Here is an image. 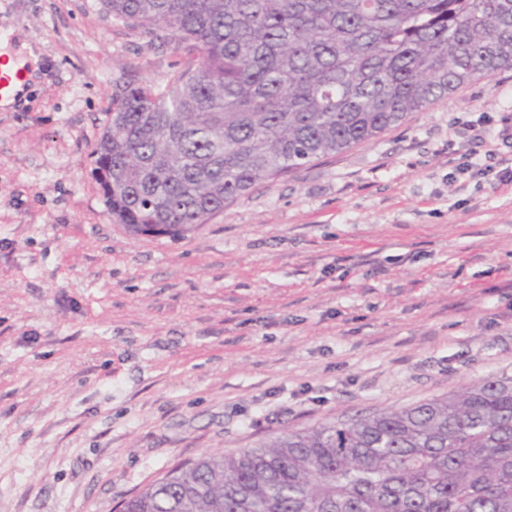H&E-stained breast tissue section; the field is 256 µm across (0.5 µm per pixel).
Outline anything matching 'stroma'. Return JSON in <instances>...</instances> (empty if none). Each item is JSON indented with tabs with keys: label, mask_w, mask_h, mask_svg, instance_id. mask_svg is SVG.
Returning <instances> with one entry per match:
<instances>
[{
	"label": "stroma",
	"mask_w": 512,
	"mask_h": 512,
	"mask_svg": "<svg viewBox=\"0 0 512 512\" xmlns=\"http://www.w3.org/2000/svg\"><path fill=\"white\" fill-rule=\"evenodd\" d=\"M0 512H118L174 466L512 377V186L470 170L512 70L136 237L93 170L112 94L182 48L98 0H0Z\"/></svg>",
	"instance_id": "stroma-1"
}]
</instances>
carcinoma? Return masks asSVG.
Segmentation results:
<instances>
[{
	"label": "carcinoma",
	"mask_w": 512,
	"mask_h": 512,
	"mask_svg": "<svg viewBox=\"0 0 512 512\" xmlns=\"http://www.w3.org/2000/svg\"><path fill=\"white\" fill-rule=\"evenodd\" d=\"M181 45L94 153L112 217L184 236L258 182L512 69V0H100ZM122 512H512V377L178 465Z\"/></svg>",
	"instance_id": "obj_1"
}]
</instances>
